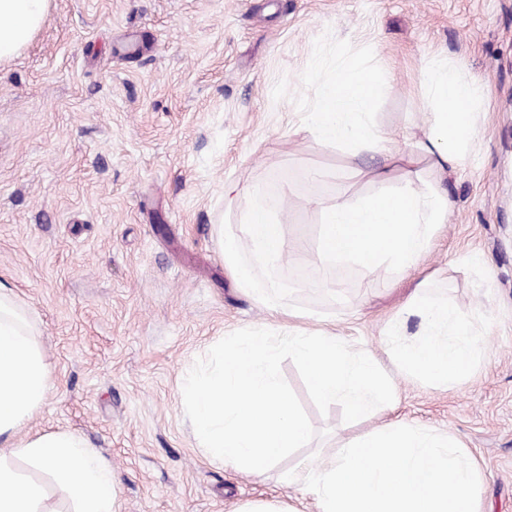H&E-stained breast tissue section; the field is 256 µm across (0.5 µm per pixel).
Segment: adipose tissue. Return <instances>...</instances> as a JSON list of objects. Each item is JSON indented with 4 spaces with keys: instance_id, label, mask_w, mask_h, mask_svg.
<instances>
[{
    "instance_id": "ef3b65f1",
    "label": "adipose tissue",
    "mask_w": 512,
    "mask_h": 512,
    "mask_svg": "<svg viewBox=\"0 0 512 512\" xmlns=\"http://www.w3.org/2000/svg\"><path fill=\"white\" fill-rule=\"evenodd\" d=\"M50 0H0V62L16 56L46 21ZM430 89L431 123L410 152H393L395 135L373 129L367 121L380 91L377 71L344 67L328 79L309 129L322 141L353 151L376 149L387 160L404 162L398 189L359 202L337 197L323 206L319 255L328 263L351 260L375 267L411 269L424 256L449 203L438 191L418 186L417 156L429 159L434 171L461 164L467 142L476 132L477 93L452 70L423 68ZM243 237L222 238L224 263L240 286L271 311H283L281 285L274 276L288 250L281 227L263 202L248 203L240 217ZM247 242L248 259L239 244ZM264 278H257V271ZM409 313L424 327L422 340L402 345L396 353L406 375H425L448 385L475 358L479 346L467 322L445 303L412 302ZM49 392V367L32 326L13 294L0 289V512H50L44 485L26 478L11 465L14 457L34 461L50 474L75 504V512H114V480L110 465L86 448L71 432L20 437V429Z\"/></svg>"
}]
</instances>
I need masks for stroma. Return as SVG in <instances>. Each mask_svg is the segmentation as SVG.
I'll list each match as a JSON object with an SVG mask.
<instances>
[{
    "instance_id": "stroma-1",
    "label": "stroma",
    "mask_w": 512,
    "mask_h": 512,
    "mask_svg": "<svg viewBox=\"0 0 512 512\" xmlns=\"http://www.w3.org/2000/svg\"><path fill=\"white\" fill-rule=\"evenodd\" d=\"M381 73L374 128L398 151L423 136L424 67L479 89L464 162L438 184L451 208L417 269L322 267L320 203L394 191L383 155L317 141L308 117L336 69ZM316 170L315 189H304ZM237 183L259 196L289 253L285 313L268 312L224 264L239 233ZM323 272L332 291L315 287ZM473 322L481 351L449 386L404 376L399 344L422 323L416 284ZM0 284L27 311L50 392L24 434L70 431L107 460L117 512H234L277 500L299 462L338 454L388 422L445 431L478 466L477 512H512V0H50L46 23L0 63ZM398 335H389L392 324ZM243 328H321L371 351L394 399L352 423L320 413L293 362L281 371L314 439L260 478L210 460L180 384Z\"/></svg>"
}]
</instances>
